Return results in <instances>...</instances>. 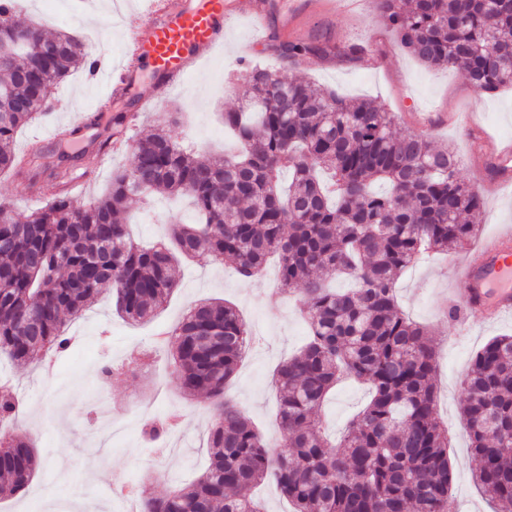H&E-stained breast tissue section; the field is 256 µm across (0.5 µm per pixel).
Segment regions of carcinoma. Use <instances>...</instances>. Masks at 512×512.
<instances>
[{
	"label": "carcinoma",
	"instance_id": "cac0c4a2",
	"mask_svg": "<svg viewBox=\"0 0 512 512\" xmlns=\"http://www.w3.org/2000/svg\"><path fill=\"white\" fill-rule=\"evenodd\" d=\"M17 0H0V172L45 158L17 154L14 139L42 118L44 91L96 62L70 34L14 22ZM402 46L436 69L464 72L475 91L512 86V0H378ZM47 46L29 52L17 34ZM363 44L281 42L283 61L330 55L349 62ZM241 105L224 113L235 155L201 157L174 133L169 112L133 144L134 160L112 172L105 193L79 203L65 189L28 214L0 201V357L24 363L72 345L66 317H80L103 293L133 322L151 318L178 287L183 259H223L239 278H257L279 258V289L299 294L309 327L300 352L281 363L275 383L280 441L266 440L225 396L251 332L226 302L195 304L170 331L180 388L216 416L210 463L192 483L161 498L138 496L135 512H265L251 491L272 483L294 512H445L452 473L448 429L435 414L437 348L429 331L398 308L399 276L430 251L464 249L482 197L459 177V158L424 133L397 135L380 103L350 100L272 67L253 68ZM191 197L197 224L173 220L169 242L142 249L128 236L136 198ZM346 275L356 286L333 290ZM350 377L373 397L339 445L319 414ZM462 419L475 478L512 512V335L474 356L462 383ZM19 401L0 383V490L14 493L44 466L17 432Z\"/></svg>",
	"mask_w": 512,
	"mask_h": 512
}]
</instances>
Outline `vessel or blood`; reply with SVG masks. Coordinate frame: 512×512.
I'll return each instance as SVG.
<instances>
[{"mask_svg":"<svg viewBox=\"0 0 512 512\" xmlns=\"http://www.w3.org/2000/svg\"><path fill=\"white\" fill-rule=\"evenodd\" d=\"M229 16L224 0H149L140 26L127 37L124 63L100 64L96 72L108 79L113 94L121 95L134 85L147 61L163 78L161 91H168L200 59L223 45ZM457 277L464 293L450 306L458 311L459 334H466L473 311L487 322L512 317V234L484 238L458 266Z\"/></svg>","mask_w":512,"mask_h":512,"instance_id":"1","label":"vessel or blood"}]
</instances>
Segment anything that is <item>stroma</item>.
<instances>
[{
	"label": "stroma",
	"mask_w": 512,
	"mask_h": 512,
	"mask_svg": "<svg viewBox=\"0 0 512 512\" xmlns=\"http://www.w3.org/2000/svg\"><path fill=\"white\" fill-rule=\"evenodd\" d=\"M107 0H20L22 17L48 30L72 32L86 50L112 62L125 55L127 32L139 25L146 0H122L120 22L105 20ZM235 15L224 34V46L199 61L179 87L156 95L157 75L143 66L130 91L113 95L104 78L76 72L52 91L57 108L42 126L70 129L63 140L48 141L55 154L74 159L73 171L85 187L82 203L91 202L110 184L112 171L130 165L131 140L148 132L163 113L178 112L180 142L204 153L231 149L219 119L239 104L234 79L247 67L279 66L289 79L307 80L352 97L372 98L395 116L398 132L418 130L417 119L435 112L463 113L468 126L449 124L433 139L452 145L460 159L462 178L473 183L488 178L487 158L479 133L496 142H512V89L494 94L476 92L458 71L419 64L403 48L379 10L378 0H232ZM296 39L347 43L361 41L368 54L358 62L305 60L279 64L273 43ZM130 117L129 144L106 149L104 142L116 113ZM48 174L0 173V199L30 212L53 196ZM153 209L131 204L129 232L139 243L152 244L166 234L169 210L184 221L195 218L193 205L157 196ZM512 231V186L484 195L479 234ZM275 264L249 283L241 282L228 263L210 267L183 261L175 276L177 290L150 320L132 323L115 310L110 296L89 306L67 324L77 343L52 368L42 359L14 365L0 361V374L12 379L24 412L19 431L30 438L46 468L25 490L0 495V512H127V502L114 498L112 484L129 481L135 492L164 496L171 481L190 482L208 462L207 434L211 421L200 404L179 388L171 360L156 335L174 327L188 307L203 299L233 304L253 336L227 395L258 426L262 435L276 427L278 393L273 374L280 362L296 353L307 337L294 298L278 292ZM446 255L437 254L408 269L396 284L399 308L427 326L438 349L434 375L435 412L448 427V459L453 482L447 512H493V505L474 481L476 462L461 422L462 380L475 354L492 338L512 334V318L487 324L470 320V334L454 340L455 327L445 312L449 295H462ZM114 376L102 388L91 378L102 363ZM370 399L367 386L347 381L322 408L321 420L330 439H338L353 416ZM172 410L185 411L179 431L155 442L146 441V419Z\"/></svg>",
	"instance_id": "obj_1"
}]
</instances>
